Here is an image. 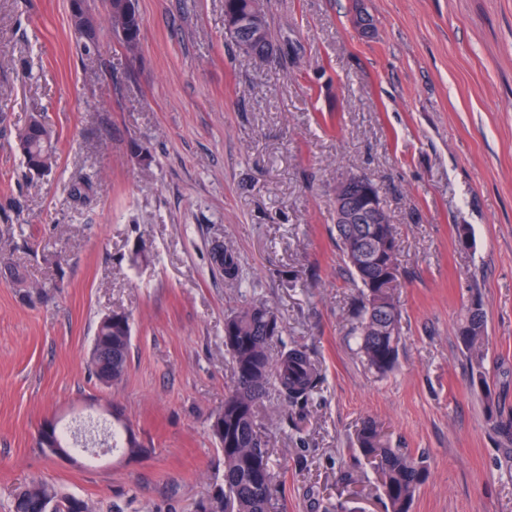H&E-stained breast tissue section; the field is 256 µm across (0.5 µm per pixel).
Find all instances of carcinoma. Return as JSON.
Listing matches in <instances>:
<instances>
[{
	"mask_svg": "<svg viewBox=\"0 0 512 512\" xmlns=\"http://www.w3.org/2000/svg\"><path fill=\"white\" fill-rule=\"evenodd\" d=\"M17 147L23 159L42 158L45 174L56 165L53 132L38 120L18 131ZM377 229L391 247L381 262L369 259L373 252L372 230ZM336 235L342 257L360 288L353 329L358 348L368 364L379 373L392 370L400 345L401 308L396 295L399 282L397 241L391 222L384 224H338ZM218 269L231 281L242 278L238 256L224 250ZM461 341L469 354L473 385L488 387L483 344L486 320L481 303L465 308L459 327ZM96 335L112 337V366L128 368L131 332L112 330L102 317ZM278 315L260 304H250L224 319V345L231 354L232 387L224 395V438L216 439L224 453V479L216 490L202 498L197 512H268L276 484L266 444L256 423L255 407L273 386L291 410L302 409L312 397L320 377L307 349L283 342ZM281 349L270 355L272 343ZM120 448L130 454L146 452L121 427ZM360 456L380 474L386 512H411L418 489L427 481L428 466L423 456L405 448H393L381 424L370 417L357 431ZM70 496L56 486L34 480L20 487L14 497V512H72Z\"/></svg>",
	"mask_w": 512,
	"mask_h": 512,
	"instance_id": "cac0c4a2",
	"label": "carcinoma"
}]
</instances>
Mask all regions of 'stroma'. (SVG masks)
<instances>
[{
  "label": "stroma",
  "mask_w": 512,
  "mask_h": 512,
  "mask_svg": "<svg viewBox=\"0 0 512 512\" xmlns=\"http://www.w3.org/2000/svg\"><path fill=\"white\" fill-rule=\"evenodd\" d=\"M87 2L88 54L69 0H0V512L34 479L96 512H195L224 475L209 430L233 383L224 319L250 301L320 372L303 410L273 390L256 406L274 512H385L352 453L367 417L427 460L412 512H512V453L458 335L479 301L512 418V0H261L269 61L231 45L224 0H137L132 53L106 0ZM35 117L57 138L41 179L15 147ZM351 174L378 185L397 230L401 344L385 374L352 334L358 288L336 240ZM218 244L241 281L217 269ZM112 311L132 337L108 386L89 352ZM115 414L144 455L99 453L87 422ZM52 419L81 428L86 452L41 448ZM223 252L224 256H222ZM213 254L218 263L222 257L220 264L217 265L216 263V265L221 272H224L226 279L231 281L241 280L242 274L239 259L233 251L224 249L223 245H216Z\"/></svg>",
  "instance_id": "35a3bbf8"
}]
</instances>
